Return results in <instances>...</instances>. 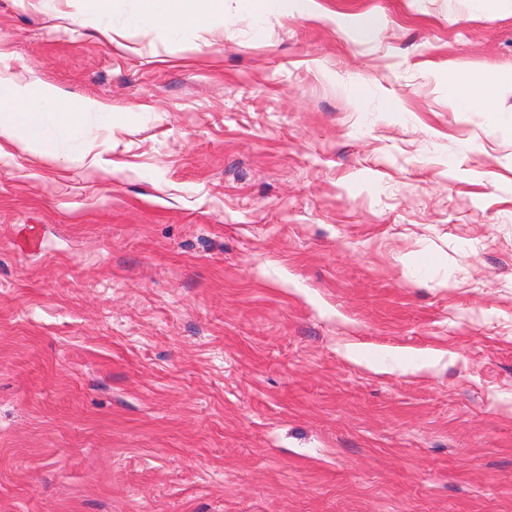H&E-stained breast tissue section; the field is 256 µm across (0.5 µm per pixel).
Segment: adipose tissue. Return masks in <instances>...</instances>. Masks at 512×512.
<instances>
[{
	"mask_svg": "<svg viewBox=\"0 0 512 512\" xmlns=\"http://www.w3.org/2000/svg\"><path fill=\"white\" fill-rule=\"evenodd\" d=\"M223 10L224 0H139L137 20L176 33L211 24ZM448 99L467 111L489 113L494 122L502 120L489 88L482 83L462 76L449 78ZM98 109L95 103L70 109L59 92H33L0 73V137L23 139L35 149L49 148L61 155L76 139L86 114Z\"/></svg>",
	"mask_w": 512,
	"mask_h": 512,
	"instance_id": "ef3b65f1",
	"label": "adipose tissue"
}]
</instances>
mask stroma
Wrapping results in <instances>:
<instances>
[{"label": "stroma", "instance_id": "1", "mask_svg": "<svg viewBox=\"0 0 512 512\" xmlns=\"http://www.w3.org/2000/svg\"><path fill=\"white\" fill-rule=\"evenodd\" d=\"M79 8L0 0V71L104 107L0 138V512H512V131L448 99L512 114V0ZM223 11V0H140L137 22L177 33L211 24ZM448 99L465 106L466 112H488L492 121L512 125L511 116L505 120L500 115V111L492 104V94L489 88L482 83L462 76L448 78Z\"/></svg>", "mask_w": 512, "mask_h": 512}]
</instances>
